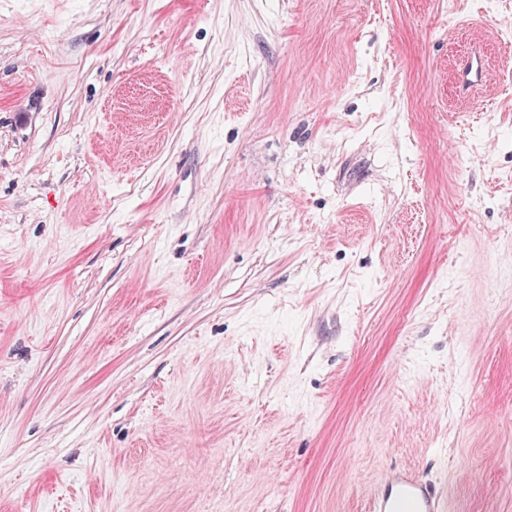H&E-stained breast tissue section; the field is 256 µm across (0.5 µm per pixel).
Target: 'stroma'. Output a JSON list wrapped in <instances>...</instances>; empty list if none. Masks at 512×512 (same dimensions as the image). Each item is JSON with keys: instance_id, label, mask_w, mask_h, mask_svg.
Wrapping results in <instances>:
<instances>
[{"instance_id": "35a3bbf8", "label": "stroma", "mask_w": 512, "mask_h": 512, "mask_svg": "<svg viewBox=\"0 0 512 512\" xmlns=\"http://www.w3.org/2000/svg\"><path fill=\"white\" fill-rule=\"evenodd\" d=\"M507 69L512 0H0V512H512ZM369 512H446L440 488L407 469H391L369 496Z\"/></svg>"}]
</instances>
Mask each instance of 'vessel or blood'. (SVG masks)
<instances>
[{
	"label": "vessel or blood",
	"mask_w": 512,
	"mask_h": 512,
	"mask_svg": "<svg viewBox=\"0 0 512 512\" xmlns=\"http://www.w3.org/2000/svg\"><path fill=\"white\" fill-rule=\"evenodd\" d=\"M439 487L407 469H391L369 496V512H447Z\"/></svg>",
	"instance_id": "b4317fda"
}]
</instances>
